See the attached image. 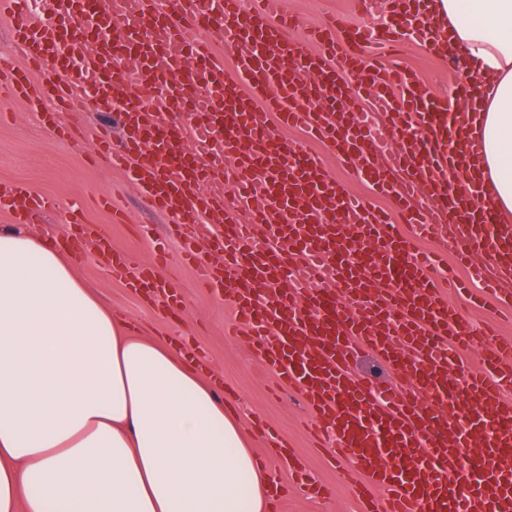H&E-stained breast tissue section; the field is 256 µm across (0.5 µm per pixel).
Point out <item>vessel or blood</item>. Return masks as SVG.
I'll list each match as a JSON object with an SVG mask.
<instances>
[{
    "label": "vessel or blood",
    "instance_id": "vessel-or-blood-1",
    "mask_svg": "<svg viewBox=\"0 0 512 512\" xmlns=\"http://www.w3.org/2000/svg\"><path fill=\"white\" fill-rule=\"evenodd\" d=\"M44 2L36 19L27 0H0L14 18L0 96L28 99L61 136L71 129L58 113L108 112L124 100V134L116 142L101 127L100 152L129 168L146 207L171 213L184 258L234 307L231 334L245 336L277 383L301 396L314 435L350 460L361 512H512V340L489 343L490 329L465 321L448 298L458 282L435 284L430 271L441 259L418 247L457 241L469 282L512 312V224L474 179L448 181V150L468 135L469 118L457 111L466 88L435 95L410 71L362 56L399 34L438 48L429 19L406 7L384 30L331 25L300 37L283 0L249 8L168 0L163 9L155 0ZM216 30L233 72L211 51L206 35ZM83 45L91 98L64 73ZM18 56L43 71L40 83L14 67ZM351 77L367 90L366 105ZM269 111L280 126L339 148L376 194L394 200L410 233L273 133ZM55 206L27 185L0 184V211L14 223ZM205 215L224 226L211 238L220 269L197 248ZM96 250L133 293L162 297L171 317L184 312L153 268L101 233ZM477 346L478 368L457 382L462 354ZM365 348L390 367L392 382L354 378Z\"/></svg>",
    "mask_w": 512,
    "mask_h": 512
}]
</instances>
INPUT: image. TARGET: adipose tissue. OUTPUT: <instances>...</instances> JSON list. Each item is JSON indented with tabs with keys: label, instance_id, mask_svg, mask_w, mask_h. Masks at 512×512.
I'll list each match as a JSON object with an SVG mask.
<instances>
[{
	"label": "adipose tissue",
	"instance_id": "adipose-tissue-1",
	"mask_svg": "<svg viewBox=\"0 0 512 512\" xmlns=\"http://www.w3.org/2000/svg\"><path fill=\"white\" fill-rule=\"evenodd\" d=\"M473 89L480 176L512 212V0H427ZM218 382L102 307L56 243L0 231V512H268Z\"/></svg>",
	"mask_w": 512,
	"mask_h": 512
}]
</instances>
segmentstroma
<instances>
[{
  "label": "stroma",
  "mask_w": 512,
  "mask_h": 512,
  "mask_svg": "<svg viewBox=\"0 0 512 512\" xmlns=\"http://www.w3.org/2000/svg\"><path fill=\"white\" fill-rule=\"evenodd\" d=\"M284 9L312 26L334 18L364 26L391 22L386 13L357 12L355 0H285ZM368 54L370 60L416 71L432 93H447L449 86L465 81L464 74L452 73L448 61L419 42H402L395 55L376 46L369 48ZM76 119L83 129L81 140H62L41 123L26 101L0 98V183H24L59 203L57 210L38 216L29 225V232L54 238L68 235L72 227L65 222L66 210L72 203H82L85 224L105 232L116 250L136 253L159 276L175 285L186 311L182 320L175 321L139 299L95 257L94 247L87 240L77 241L70 253L76 276L106 307L133 323L144 335L168 339L178 346L188 342L198 348L216 369L220 381L231 386L226 401L272 478L287 483L289 471L269 446L267 436L271 433L286 441L294 456L330 491L324 500L287 494L281 512H358L359 505L346 487L347 477L353 472L350 461L330 458L316 447L306 425L309 412L303 400L296 393L277 391L267 371L243 342L228 335L231 310L209 289L201 287L197 270L182 261V245L170 233V215L144 208L131 186L129 172L99 159L96 131L100 124L107 123L113 136H121L118 114L90 111ZM281 134L306 144L336 180L352 192L367 193V185L322 143L306 139L299 129L285 128Z\"/></svg>",
  "instance_id": "35a3bbf8"
}]
</instances>
